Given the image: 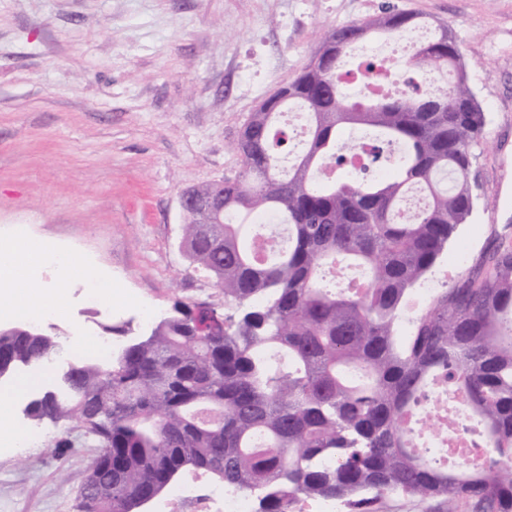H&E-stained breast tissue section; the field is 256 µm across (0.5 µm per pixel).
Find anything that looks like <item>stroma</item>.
Returning <instances> with one entry per match:
<instances>
[{
	"mask_svg": "<svg viewBox=\"0 0 512 512\" xmlns=\"http://www.w3.org/2000/svg\"><path fill=\"white\" fill-rule=\"evenodd\" d=\"M0 0V249L54 243L159 311L234 303L179 246L183 189L235 175L233 149L250 112L293 80L324 27L377 15L383 4L456 35L487 124L471 171L476 205L433 269L454 283L495 236L512 241V0ZM464 265H455L458 255ZM82 276L66 312L42 323L66 339L52 364L0 379L24 453L0 447V512H75L96 449L57 458L61 427L33 425L21 379L47 391L67 364L95 360L86 338L106 325L143 329L124 300L89 306Z\"/></svg>",
	"mask_w": 512,
	"mask_h": 512,
	"instance_id": "obj_1",
	"label": "stroma"
}]
</instances>
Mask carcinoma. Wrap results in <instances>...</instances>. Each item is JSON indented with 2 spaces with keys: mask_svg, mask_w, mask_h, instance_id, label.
Wrapping results in <instances>:
<instances>
[{
  "mask_svg": "<svg viewBox=\"0 0 512 512\" xmlns=\"http://www.w3.org/2000/svg\"><path fill=\"white\" fill-rule=\"evenodd\" d=\"M424 25L389 8L323 31L332 52L311 57L243 124L240 168L224 178V224L182 225L188 259L241 308L237 321L206 302L177 301L150 332L128 337L107 363H76L60 390L24 413L64 427L54 452L100 449L76 512H138L185 470L256 496L257 512H292L300 497L336 498L376 512L391 493L436 499L444 512H512V244L493 239L465 278L440 288L403 327L428 278L473 211L472 146L486 115L455 34L435 27L407 67L450 76L446 86L350 98L340 75L349 48L376 35L398 40ZM307 114L303 150L283 152L282 114ZM363 131L358 140L344 131ZM359 149L363 171L323 174ZM423 203L405 210L413 193ZM288 226V245L260 242L254 219ZM345 262L363 286L329 288L321 272ZM61 341L25 324L0 329V378L50 361ZM465 406L485 458L448 461L419 448L421 403Z\"/></svg>",
  "mask_w": 512,
  "mask_h": 512,
  "instance_id": "1",
  "label": "carcinoma"
}]
</instances>
